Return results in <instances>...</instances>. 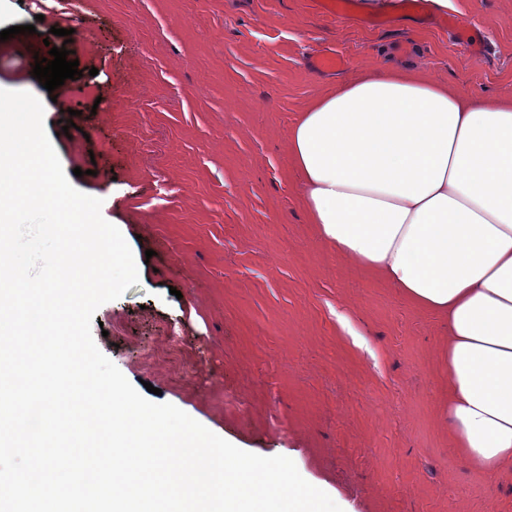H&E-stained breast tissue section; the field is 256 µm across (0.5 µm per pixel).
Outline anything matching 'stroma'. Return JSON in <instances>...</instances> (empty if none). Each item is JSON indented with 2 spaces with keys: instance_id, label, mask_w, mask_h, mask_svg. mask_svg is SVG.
<instances>
[{
  "instance_id": "1",
  "label": "stroma",
  "mask_w": 512,
  "mask_h": 512,
  "mask_svg": "<svg viewBox=\"0 0 512 512\" xmlns=\"http://www.w3.org/2000/svg\"><path fill=\"white\" fill-rule=\"evenodd\" d=\"M448 10L464 33L431 25L435 6L373 27L313 0H0L1 31L36 28L0 42V87L41 99L65 174L136 260L138 284L93 316L98 348L238 448L292 459L342 512H512V471L479 474L448 442L447 325L319 239L288 158L298 112L380 60L511 99L512 0ZM36 38L82 77L43 88ZM326 48L343 70L312 67Z\"/></svg>"
}]
</instances>
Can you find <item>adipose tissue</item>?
<instances>
[{"instance_id": "obj_1", "label": "adipose tissue", "mask_w": 512, "mask_h": 512, "mask_svg": "<svg viewBox=\"0 0 512 512\" xmlns=\"http://www.w3.org/2000/svg\"><path fill=\"white\" fill-rule=\"evenodd\" d=\"M288 153L320 239L447 323L456 454L512 470V100L378 65L309 102Z\"/></svg>"}]
</instances>
